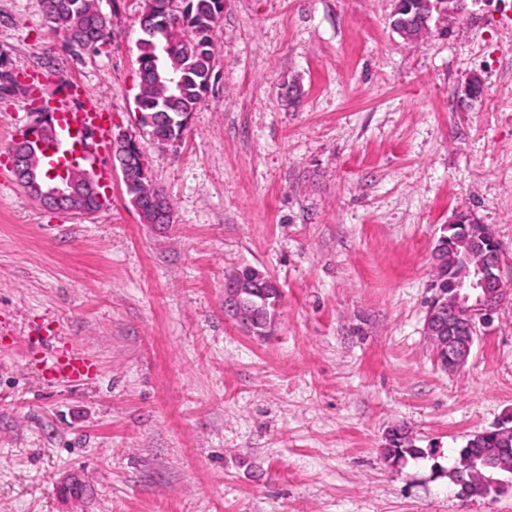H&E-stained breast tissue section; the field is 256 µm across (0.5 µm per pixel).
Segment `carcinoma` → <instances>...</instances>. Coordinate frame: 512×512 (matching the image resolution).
I'll list each match as a JSON object with an SVG mask.
<instances>
[{
    "label": "carcinoma",
    "mask_w": 512,
    "mask_h": 512,
    "mask_svg": "<svg viewBox=\"0 0 512 512\" xmlns=\"http://www.w3.org/2000/svg\"><path fill=\"white\" fill-rule=\"evenodd\" d=\"M224 15V0H144L139 18L142 37L139 40L138 64L142 84L138 109L153 118L163 114L172 121L153 122L150 134L160 143L182 140L185 127L181 118L192 113L207 95L212 78V60L215 50V28ZM52 29L64 37L73 52L98 54L112 43V27L101 19L93 7V0H55V8L46 15ZM130 203L139 210L142 221L156 224L155 201L170 208V203L159 188L136 174L130 175L125 187ZM244 297L257 304L265 316V335L274 323L281 295L277 291L259 297L246 290ZM405 440L402 448H385V458L395 465L406 457L423 454L413 444L408 432L395 427ZM492 457L500 471L512 474V448L502 447L501 441L486 437L481 441L468 439L458 450L454 465L448 469V480H472L473 496L484 491L486 457Z\"/></svg>",
    "instance_id": "cac0c4a2"
}]
</instances>
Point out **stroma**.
Segmentation results:
<instances>
[{"instance_id": "obj_1", "label": "stroma", "mask_w": 512, "mask_h": 512, "mask_svg": "<svg viewBox=\"0 0 512 512\" xmlns=\"http://www.w3.org/2000/svg\"><path fill=\"white\" fill-rule=\"evenodd\" d=\"M95 3L114 38L78 57L41 0H0V67L31 85L0 97V171L65 79L136 138L173 221L142 223L117 171L88 218L0 185V512H512L511 487L447 475L512 413V0L415 43L394 0H224L211 90L166 145L136 108L144 0ZM458 212L499 240L508 296L451 373L423 325ZM244 266L280 287L269 335L224 312ZM48 319L95 380L46 387ZM397 425L424 454L392 466Z\"/></svg>"}]
</instances>
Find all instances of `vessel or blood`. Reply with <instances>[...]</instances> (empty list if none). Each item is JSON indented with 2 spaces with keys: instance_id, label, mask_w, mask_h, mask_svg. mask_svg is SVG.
<instances>
[{
  "instance_id": "obj_1",
  "label": "vessel or blood",
  "mask_w": 512,
  "mask_h": 512,
  "mask_svg": "<svg viewBox=\"0 0 512 512\" xmlns=\"http://www.w3.org/2000/svg\"><path fill=\"white\" fill-rule=\"evenodd\" d=\"M77 91L69 81H62L54 108L56 136L46 144L48 162H55L69 152L82 158L99 182H108L105 161L112 148V114L104 105L77 103ZM30 348L41 362L45 381L55 385L86 384L98 373L97 360L84 349L64 345L56 329L39 326L28 338Z\"/></svg>"
}]
</instances>
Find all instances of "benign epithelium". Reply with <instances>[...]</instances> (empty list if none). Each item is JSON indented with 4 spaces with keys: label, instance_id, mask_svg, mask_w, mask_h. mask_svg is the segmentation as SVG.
<instances>
[{
    "label": "benign epithelium",
    "instance_id": "benign-epithelium-1",
    "mask_svg": "<svg viewBox=\"0 0 512 512\" xmlns=\"http://www.w3.org/2000/svg\"><path fill=\"white\" fill-rule=\"evenodd\" d=\"M49 113L35 112L26 125V135L14 141L9 149V163L17 182L28 194L44 205L61 211L91 215L98 209L90 201H100L94 174L74 163L61 171V179L53 183L39 180L32 171L36 164L30 151H37L43 135L54 132L48 123ZM116 158L120 171L138 163L145 165L143 154L126 148ZM441 238L448 241V264L452 269L448 290L433 293L426 305L424 335L429 344L444 353L442 366L456 370L463 366L478 339L480 327L488 324L498 307L497 296L504 290L498 274L501 245L481 224H472L467 214L458 213L443 225ZM238 275L230 276L224 285L225 305L243 326L258 323L259 308L245 301L240 293Z\"/></svg>",
    "mask_w": 512,
    "mask_h": 512
}]
</instances>
